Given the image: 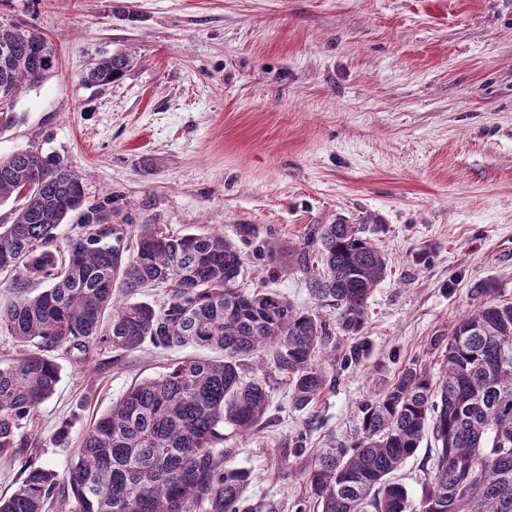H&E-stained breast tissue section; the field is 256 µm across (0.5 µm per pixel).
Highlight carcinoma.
I'll return each mask as SVG.
<instances>
[{"mask_svg": "<svg viewBox=\"0 0 512 512\" xmlns=\"http://www.w3.org/2000/svg\"><path fill=\"white\" fill-rule=\"evenodd\" d=\"M133 58L100 56L82 75L89 86L120 79ZM21 51L0 64V99L15 102L43 82ZM20 203L0 224V274L14 276V298L0 305V332L18 348L0 359V458L31 446L28 428L61 379L62 354L85 364L105 352L186 345L220 353L185 358L130 388L112 409L73 439L55 430L61 448L76 446L68 471L30 463L0 512H250V471L224 465V430L247 435L264 419L270 386L243 374L244 362L271 352L297 409L331 384L319 354L335 337L363 327L368 300L386 278L389 259L364 224H323L316 241L322 271L310 278L315 298L336 309L330 322L272 292L241 288V250L217 232L175 233L139 224L128 258L103 203L86 202L82 177L63 158L28 150L0 159V204ZM75 218L73 234L56 230ZM45 285L30 291L32 283ZM165 289L159 303L134 301ZM474 289L482 302L448 336L434 338L443 368L413 363L358 404L353 441L326 451L306 476L321 512H512V303ZM354 342L341 365L360 362ZM434 458L426 463L418 502L395 477L415 456L426 430Z\"/></svg>", "mask_w": 512, "mask_h": 512, "instance_id": "1", "label": "carcinoma"}]
</instances>
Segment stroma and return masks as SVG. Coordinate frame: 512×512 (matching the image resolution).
I'll return each instance as SVG.
<instances>
[{
    "instance_id": "35a3bbf8",
    "label": "stroma",
    "mask_w": 512,
    "mask_h": 512,
    "mask_svg": "<svg viewBox=\"0 0 512 512\" xmlns=\"http://www.w3.org/2000/svg\"><path fill=\"white\" fill-rule=\"evenodd\" d=\"M36 27L57 64L14 104L0 158L60 154L116 224L217 231L245 258L242 286L322 310L297 259L323 224H364L390 260L359 334L367 359L313 407L294 409L270 372L266 416L224 436V463L251 471L253 512H294L304 474L353 411L399 370H442L435 336L474 310L475 285L512 302V0H0V25ZM134 58L103 89L100 55ZM256 225L243 243L239 227ZM191 347L63 357L26 458L65 473L62 421L80 436L134 384ZM303 452L282 458L285 440Z\"/></svg>"
}]
</instances>
